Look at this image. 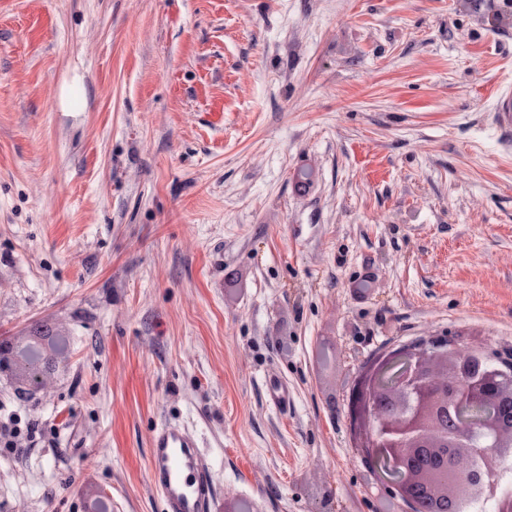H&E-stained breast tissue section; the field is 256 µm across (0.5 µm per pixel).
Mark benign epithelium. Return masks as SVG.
Masks as SVG:
<instances>
[{
	"mask_svg": "<svg viewBox=\"0 0 512 512\" xmlns=\"http://www.w3.org/2000/svg\"><path fill=\"white\" fill-rule=\"evenodd\" d=\"M501 364L450 339L419 340L353 385L362 459L412 512H464L495 495V472L512 458V359Z\"/></svg>",
	"mask_w": 512,
	"mask_h": 512,
	"instance_id": "benign-epithelium-1",
	"label": "benign epithelium"
}]
</instances>
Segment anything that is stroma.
Instances as JSON below:
<instances>
[{
    "mask_svg": "<svg viewBox=\"0 0 512 512\" xmlns=\"http://www.w3.org/2000/svg\"><path fill=\"white\" fill-rule=\"evenodd\" d=\"M504 91L512 0H0V343L69 340L0 372V512H164L165 422L211 512H410L348 395L421 339L512 357ZM38 343H35V345H29L25 348L19 349L15 347L12 348L11 352H14L15 358L19 361H16L18 363H25L27 367V372L30 376V383H35V377L40 374L44 373V367L49 364L50 360H55L53 355L51 353H45L43 354L39 349ZM149 476L166 512H210L215 484L198 442L178 424L151 438Z\"/></svg>",
    "mask_w": 512,
    "mask_h": 512,
    "instance_id": "35a3bbf8",
    "label": "stroma"
}]
</instances>
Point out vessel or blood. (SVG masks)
<instances>
[{"label": "vessel or blood", "instance_id": "1", "mask_svg": "<svg viewBox=\"0 0 512 512\" xmlns=\"http://www.w3.org/2000/svg\"><path fill=\"white\" fill-rule=\"evenodd\" d=\"M149 476L165 512H210L215 495L211 470L183 426L165 424L154 432Z\"/></svg>", "mask_w": 512, "mask_h": 512}]
</instances>
